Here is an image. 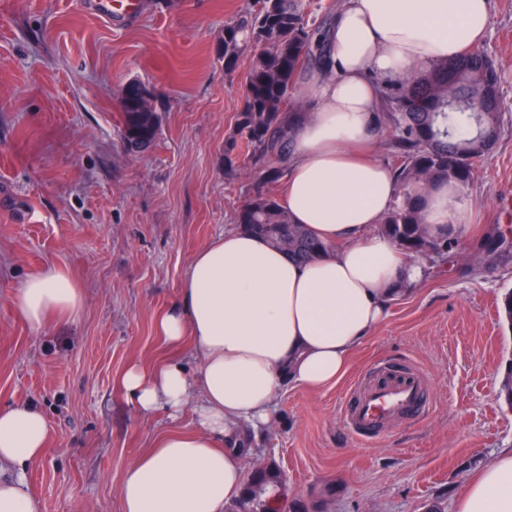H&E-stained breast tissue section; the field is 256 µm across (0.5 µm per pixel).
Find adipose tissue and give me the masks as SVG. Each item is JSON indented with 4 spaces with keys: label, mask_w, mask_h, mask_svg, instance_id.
<instances>
[{
    "label": "adipose tissue",
    "mask_w": 512,
    "mask_h": 512,
    "mask_svg": "<svg viewBox=\"0 0 512 512\" xmlns=\"http://www.w3.org/2000/svg\"><path fill=\"white\" fill-rule=\"evenodd\" d=\"M489 22L490 0H344L326 31L329 67L301 91L307 109L293 119L280 197L292 223L337 250L302 265L236 227L196 252L156 321L175 355L131 365L119 379L140 413L174 420L190 404L196 424L161 434L128 466L123 512H224L248 477L240 422L265 431L284 385H337L390 305L421 279L420 261L373 231L396 193L391 169L363 156L374 139V79L455 57L482 42ZM465 210L459 190H432L435 230L458 233ZM12 305L39 330L77 320L84 293L69 271L51 267L25 277ZM49 439L39 407H0V512H41L28 474ZM457 512H512V451L470 480Z\"/></svg>",
    "instance_id": "obj_1"
}]
</instances>
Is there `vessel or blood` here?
<instances>
[{"instance_id":"b4317fda","label":"vessel or blood","mask_w":512,"mask_h":512,"mask_svg":"<svg viewBox=\"0 0 512 512\" xmlns=\"http://www.w3.org/2000/svg\"><path fill=\"white\" fill-rule=\"evenodd\" d=\"M85 8L110 21L132 22L144 9L143 0H85ZM430 409L426 376L412 367L387 363L374 366L369 378L358 380L345 394L341 418L347 431L359 441L386 435L401 419L424 417Z\"/></svg>"}]
</instances>
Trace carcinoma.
I'll return each mask as SVG.
<instances>
[{
    "label": "carcinoma",
    "instance_id": "obj_1",
    "mask_svg": "<svg viewBox=\"0 0 512 512\" xmlns=\"http://www.w3.org/2000/svg\"><path fill=\"white\" fill-rule=\"evenodd\" d=\"M310 7V0H255L253 8L224 25L222 45L225 72L249 60L235 133L224 152L226 175L242 177L248 186L236 224L304 263L336 252V244L291 223L274 188L293 143L292 93L302 74L326 58L320 39L325 23L311 21ZM499 80V65L479 49L417 75L375 79L383 108L375 131L388 134L398 160L396 200L379 232L406 255L442 258L459 250V236L433 233L426 219L428 196L441 184L467 186L494 148L504 116ZM119 98L125 139L132 145L152 143L165 105L138 82L127 83ZM279 488L288 493L273 460L247 480L242 497L225 512H255Z\"/></svg>",
    "mask_w": 512,
    "mask_h": 512
}]
</instances>
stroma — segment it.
Returning <instances> with one entry per match:
<instances>
[{
  "mask_svg": "<svg viewBox=\"0 0 512 512\" xmlns=\"http://www.w3.org/2000/svg\"><path fill=\"white\" fill-rule=\"evenodd\" d=\"M132 23H107L83 0H0V404L33 403L51 438L31 467L42 512H122L127 466L164 429L139 414L118 378L171 355L155 321L176 299L193 254L233 226L243 183L224 151L247 64L226 73L224 25L254 0H145ZM480 44L502 69L504 127L465 190L458 253L424 262L415 291L389 310L336 386L281 390L278 420L256 442L288 477L290 501L325 512H446L468 481L512 450V407L499 397L512 329L497 304L512 289V0H490ZM136 81L170 104L145 149L122 135L117 90ZM500 236L493 265L479 248ZM59 266L84 292L71 323L37 332L15 312L20 280ZM379 362L422 370L432 408L385 437L342 427L349 386Z\"/></svg>",
  "mask_w": 512,
  "mask_h": 512,
  "instance_id": "obj_1",
  "label": "stroma"
}]
</instances>
